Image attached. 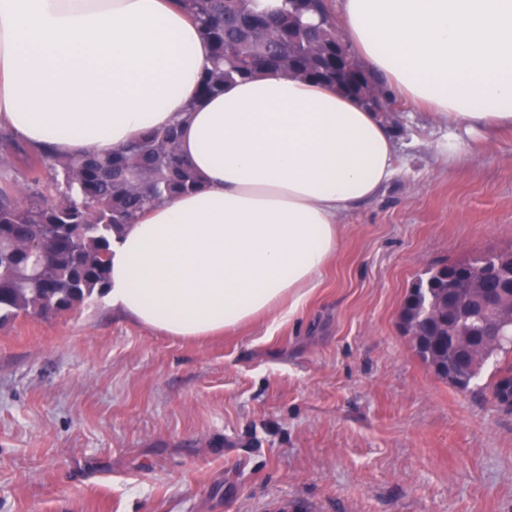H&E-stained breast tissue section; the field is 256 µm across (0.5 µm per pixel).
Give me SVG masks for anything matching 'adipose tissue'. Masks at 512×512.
<instances>
[{"label": "adipose tissue", "instance_id": "1", "mask_svg": "<svg viewBox=\"0 0 512 512\" xmlns=\"http://www.w3.org/2000/svg\"><path fill=\"white\" fill-rule=\"evenodd\" d=\"M367 68L449 128H512V0H339ZM210 46L172 0H0V125L109 154L178 126L198 191L112 244L107 301L198 339L289 319L339 247L337 217L395 173L392 132L335 88L274 72L200 98Z\"/></svg>", "mask_w": 512, "mask_h": 512}]
</instances>
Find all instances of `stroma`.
I'll return each mask as SVG.
<instances>
[{"label":"stroma","mask_w":512,"mask_h":512,"mask_svg":"<svg viewBox=\"0 0 512 512\" xmlns=\"http://www.w3.org/2000/svg\"><path fill=\"white\" fill-rule=\"evenodd\" d=\"M398 174L296 315L204 340L95 296L0 327V512H512V410L400 327L428 270L512 246V131L393 99Z\"/></svg>","instance_id":"stroma-1"}]
</instances>
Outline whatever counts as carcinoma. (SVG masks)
<instances>
[{
  "label": "carcinoma",
  "mask_w": 512,
  "mask_h": 512,
  "mask_svg": "<svg viewBox=\"0 0 512 512\" xmlns=\"http://www.w3.org/2000/svg\"><path fill=\"white\" fill-rule=\"evenodd\" d=\"M212 49L211 66L201 79L202 97L224 92L237 80L263 71L334 87L390 122L376 93L381 78L369 71L339 40L325 0H282L267 13L260 0H179ZM0 174L23 148L14 134L0 132ZM31 193L22 201L9 183L0 187V325L21 314L60 313L109 288L112 236L152 208L195 192L201 180L179 153V128L149 131L107 155L62 158L48 150L26 154ZM35 238L39 251H27ZM512 248L472 260L450 262L430 272L406 296L400 324L414 334L417 356L448 380L452 343L478 333L481 322L505 320L512 305L481 308V293L500 287L503 277L487 273L495 258ZM475 275L477 287L470 284ZM495 353L506 356L491 385L496 402L512 400V345L497 343L467 353L451 385L469 388Z\"/></svg>",
  "instance_id": "obj_1"
}]
</instances>
